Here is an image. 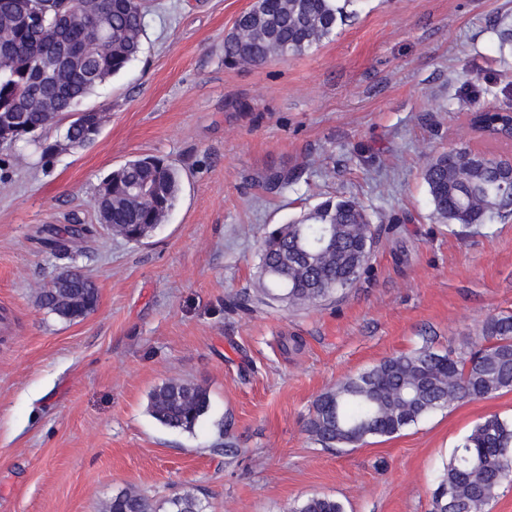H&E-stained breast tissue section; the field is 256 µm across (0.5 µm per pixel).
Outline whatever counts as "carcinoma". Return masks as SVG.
I'll return each instance as SVG.
<instances>
[{
    "label": "carcinoma",
    "instance_id": "1",
    "mask_svg": "<svg viewBox=\"0 0 512 512\" xmlns=\"http://www.w3.org/2000/svg\"><path fill=\"white\" fill-rule=\"evenodd\" d=\"M0 0V23L10 30V45L0 47V109L17 113L21 129L12 142L33 144L43 159L55 155L51 143L37 136L59 121V113L80 107L98 90V83L123 72L137 60L145 39L146 0H105L100 27L107 36L97 58L79 61L56 84L30 93L36 72L26 60L41 43L58 40L73 48L87 37L76 22L58 26L55 18L66 0H26L40 15L38 25L20 31L12 26ZM358 0H254L224 37V64L260 66L272 58L305 52L331 35ZM488 139L494 141L512 121L500 112H475ZM433 215L444 224L463 228L512 215V164L468 145L444 152L423 169ZM286 170L264 175L269 189H286ZM181 189L178 171L155 157H135L112 171V202L93 205L109 224L125 225L129 240L140 242L163 223ZM371 223L366 210L351 198H329L299 219L282 224L258 248V292L265 300L289 305L332 301L356 287L368 265L360 251L361 225ZM333 224L331 251L310 267L296 256L317 240L321 225ZM88 232L67 224L50 231L46 246L57 255ZM74 289L97 295L95 283L71 266ZM485 343L467 357L441 353L424 345L389 357L374 367L346 377L312 403L305 430L327 447H357L370 438L391 437L430 414L454 404L489 399L512 391V314L488 316L481 325ZM210 396L201 385L169 381L148 397L147 412L162 426L191 432L207 414ZM512 485V419L490 415L477 423L453 449L431 491V512H486L502 488ZM112 512H203L201 501L188 493L174 494L161 504L128 492L112 496ZM289 512H343L341 503L311 495Z\"/></svg>",
    "mask_w": 512,
    "mask_h": 512
}]
</instances>
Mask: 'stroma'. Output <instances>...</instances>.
I'll return each instance as SVG.
<instances>
[{
    "label": "stroma",
    "instance_id": "obj_1",
    "mask_svg": "<svg viewBox=\"0 0 512 512\" xmlns=\"http://www.w3.org/2000/svg\"><path fill=\"white\" fill-rule=\"evenodd\" d=\"M250 3L151 0L142 54L86 101L109 105L92 142L49 160L0 148V512H103L127 489L188 492L206 512H288L310 494L344 512H429L462 438L489 415L512 419L511 391L357 448L305 430L315 398L347 376L428 340L469 352L488 315L512 312V217L448 227L422 179L461 144L498 151L469 116L512 110V0H361L303 54L225 66ZM143 155L175 166L181 190L132 243L98 224L92 200ZM279 168L296 175L288 190L258 186ZM334 195L378 231L356 288L317 307L234 309L256 292L265 232ZM74 219L98 304L69 321L39 305L66 265L39 236ZM288 336L299 352L282 350ZM172 379L209 391L193 432L147 412Z\"/></svg>",
    "mask_w": 512,
    "mask_h": 512
}]
</instances>
